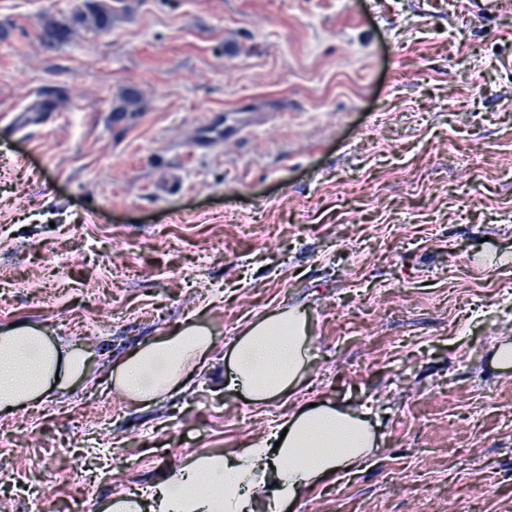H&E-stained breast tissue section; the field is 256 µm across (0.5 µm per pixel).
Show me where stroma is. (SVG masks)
<instances>
[{
    "mask_svg": "<svg viewBox=\"0 0 512 512\" xmlns=\"http://www.w3.org/2000/svg\"><path fill=\"white\" fill-rule=\"evenodd\" d=\"M104 2L51 48L84 0H0V325L93 376L0 416V512H99L303 400L371 409L382 444L292 512H512V0ZM292 306L302 386L253 404L224 353ZM188 320L207 367L129 404L113 366ZM100 2L87 0L83 9L68 16L45 14L39 28L40 39L49 46H60L67 43L80 26L90 23L99 30L109 28L112 24V8Z\"/></svg>",
    "mask_w": 512,
    "mask_h": 512,
    "instance_id": "35a3bbf8",
    "label": "stroma"
}]
</instances>
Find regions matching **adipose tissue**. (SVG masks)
<instances>
[{"label": "adipose tissue", "mask_w": 512, "mask_h": 512, "mask_svg": "<svg viewBox=\"0 0 512 512\" xmlns=\"http://www.w3.org/2000/svg\"><path fill=\"white\" fill-rule=\"evenodd\" d=\"M304 309H277L251 321L224 355V384L268 404L293 394L310 361ZM215 338L191 322L141 345L118 362L112 382L134 404L181 391ZM89 376L88 356L39 326H0V412L40 403ZM378 448L370 414L348 406L302 405L280 428L230 451L188 455L146 490L112 494L102 512H286L319 485L362 466Z\"/></svg>", "instance_id": "obj_1"}]
</instances>
